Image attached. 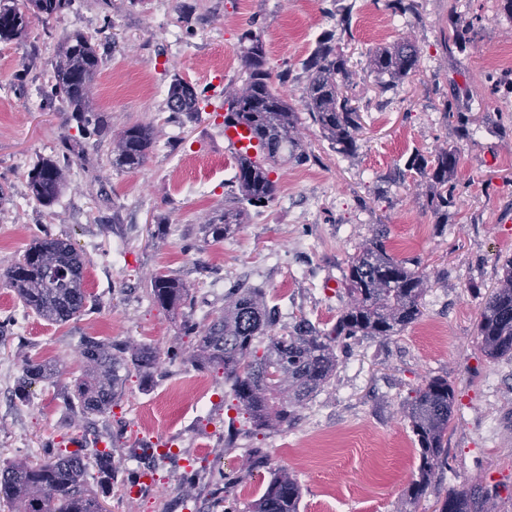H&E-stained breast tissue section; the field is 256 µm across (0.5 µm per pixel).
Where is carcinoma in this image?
Here are the masks:
<instances>
[{
  "label": "carcinoma",
  "mask_w": 512,
  "mask_h": 512,
  "mask_svg": "<svg viewBox=\"0 0 512 512\" xmlns=\"http://www.w3.org/2000/svg\"><path fill=\"white\" fill-rule=\"evenodd\" d=\"M73 0H0V42L21 37L30 16L57 15L72 7ZM392 14L405 16L418 11L417 0H385ZM473 24L462 19L453 23L448 52L465 51L473 41ZM243 43L245 78L241 87L225 94L224 119L250 125L266 147L262 163L238 159L233 183L239 197L224 206V216L207 224L215 240L234 224H241L249 208H262L275 199L276 181L270 174L281 164L303 165L310 154L297 136L305 122L318 127L336 153L348 155L358 148L362 129L359 108L348 94L351 75L341 39L325 32L302 62L307 74L304 111L299 112L273 83L267 67L265 44L251 29L240 35ZM419 46L409 40L395 42L369 54L367 64L377 78L379 92L388 80H403L419 70ZM101 58L92 39L74 31L62 39L53 68L54 83L48 95L61 98L82 138L103 137L108 129L92 106L93 83ZM205 98L194 86L175 79L168 89L174 112L193 116ZM444 118L458 139L470 138L473 114L452 100L445 104ZM153 142V129L146 124L125 128L112 137V163L134 171L141 169ZM458 148L450 146L430 155L416 152L405 163V171L431 183L426 209L435 218L447 219L464 186L457 180ZM32 199L50 205L66 184V167L53 158L39 157L27 174ZM498 287L483 302L478 324L481 349L492 360H512V258L501 266ZM24 306L50 323L77 318L86 308L82 255L63 238H43L32 243L21 258L0 275ZM427 278L407 261L390 253L385 232L375 234L350 255L341 281L344 306L336 323L318 329L301 319L286 336H272L276 314L264 301L259 288H238L224 296V310L198 332L193 354L201 370L222 371L236 408L248 416L258 431L288 426L297 418V408L320 391L336 370V347L343 341L366 336L386 341L415 323L421 316V299ZM149 297L162 309L187 305L189 289L167 275L150 279ZM268 336L267 344L261 338ZM84 374L64 394L68 405L85 415L104 414L121 392L125 376L148 375L158 368L160 352L149 344L139 346L86 339L81 348ZM24 377L37 382L46 377L45 364L29 359ZM455 390L441 377L429 379L414 391L407 403V417L418 444L417 477L407 496L418 502L448 456V428L453 419ZM96 468L100 486L112 479V455L104 449L86 454L80 450L56 453L48 458L17 460L0 471V501L8 512H103L87 476ZM302 491L299 483L281 472L275 475L251 504V512H298ZM440 512H496V498L480 484L451 490Z\"/></svg>",
  "instance_id": "carcinoma-1"
}]
</instances>
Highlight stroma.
I'll return each instance as SVG.
<instances>
[{
  "label": "stroma",
  "mask_w": 512,
  "mask_h": 512,
  "mask_svg": "<svg viewBox=\"0 0 512 512\" xmlns=\"http://www.w3.org/2000/svg\"><path fill=\"white\" fill-rule=\"evenodd\" d=\"M342 2L353 7L346 47L362 115L359 150L339 155L317 127L302 128L316 162L277 168L274 201L219 241L203 226L221 217L236 190L222 129L224 92L244 79L240 34L250 27L260 35L272 73L290 72L282 92L302 108L301 62L335 27L332 0H112L106 14L94 0H75L64 14L33 16L26 35L0 43V272L34 239L54 235L82 254L92 298L79 319L52 324L0 285V468L53 451L110 449L112 485L99 495L105 512H182L188 499L194 512H224L212 496L220 470L237 476L231 498L248 512L281 469L302 488L299 512H399L418 466L407 400L440 376L456 390L448 465L415 512H438L448 489L477 480L497 491L499 512H512V360L488 359L477 335L482 300L512 257V84L503 80L512 72V22L498 0H419L415 18L373 0ZM452 8L480 30L474 46L454 56L444 45ZM76 30L97 39L93 105L111 135L142 123L155 140L135 172L113 166L108 138L84 140L58 200L43 207L26 175L37 156L59 153L62 140L78 135L61 99L42 93L62 37ZM401 39L419 45L421 66L380 94L367 53ZM175 78L205 90L199 116L168 109ZM453 86L475 117L471 139L461 142L443 118ZM452 144L467 188L440 224L423 208L426 183L395 173L411 154ZM381 224L392 254L428 277L422 316L384 342L357 337L296 424L254 434L232 409L223 374L191 364L184 318L208 324L225 292L245 285L263 288L278 309L277 333L299 317L329 328L343 306L346 260ZM157 272L189 288V311L153 304L146 288ZM88 336L162 353L153 376H129L101 415L64 400L83 371ZM28 358L55 373L23 398L16 388ZM193 375L207 385L203 396L182 388ZM231 425L237 440L228 444ZM139 448H167L173 457L155 463L134 500Z\"/></svg>",
  "instance_id": "1"
}]
</instances>
